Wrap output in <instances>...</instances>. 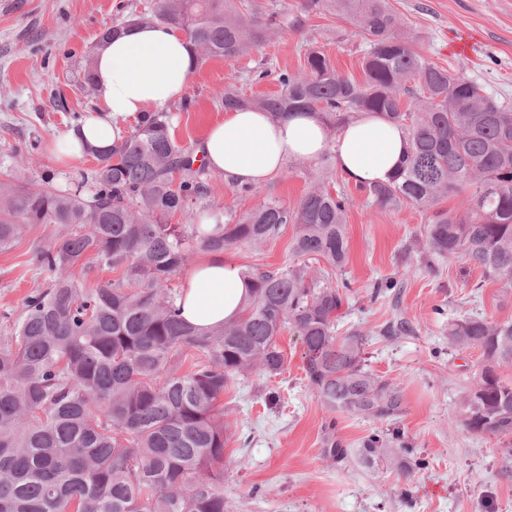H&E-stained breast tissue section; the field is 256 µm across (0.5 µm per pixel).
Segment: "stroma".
<instances>
[{
  "label": "stroma",
  "mask_w": 512,
  "mask_h": 512,
  "mask_svg": "<svg viewBox=\"0 0 512 512\" xmlns=\"http://www.w3.org/2000/svg\"><path fill=\"white\" fill-rule=\"evenodd\" d=\"M147 2L0 0V173L14 171L33 189L49 175L63 188L95 167L90 155L58 164L52 142L95 113V91L85 84L84 70L101 32L138 14ZM392 4L428 59L512 101V0ZM302 15L301 29H282L250 55L231 63L210 59L192 71L184 100L168 108L181 145L198 150L209 127L223 120L215 92L226 80L242 81L249 96L277 93L275 78L249 84L247 71L265 63L277 71L299 70L306 43L323 47L337 70L363 80L365 44L354 28L328 12ZM207 179L208 205L227 214L243 213L267 198L295 205L321 181L348 194L349 258L332 277L338 285L349 282L351 298L339 313L336 333L360 331L366 369L398 383L406 402L404 413L388 421L329 412L305 379L299 337L283 330V372L251 373L224 392V409L236 423L224 447V512H512V477L501 473L496 438L472 435L460 424L459 399L480 353L448 344L451 319L512 320V288L485 279L460 257L424 261V215L409 206L367 202L338 172L331 153L288 159L249 196L236 194L222 176L211 173ZM293 233L288 225L260 249L241 247L224 256L242 267H285L295 260ZM53 238V225L39 224L0 253V316H19L27 294L44 285L48 275L34 254ZM390 280L401 285L400 298L375 294V283ZM400 321L409 323L410 332L389 335L388 327ZM331 423L346 450L333 463L322 457ZM375 434L394 453L368 465L359 450Z\"/></svg>",
  "instance_id": "35a3bbf8"
}]
</instances>
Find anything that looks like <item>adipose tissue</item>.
<instances>
[{"mask_svg":"<svg viewBox=\"0 0 512 512\" xmlns=\"http://www.w3.org/2000/svg\"><path fill=\"white\" fill-rule=\"evenodd\" d=\"M98 113L78 129L59 135L52 154L61 164L87 148H108L123 139V125L181 100L190 77L187 40L162 24L126 27L100 40L94 53ZM408 148L404 131L380 115L364 112L328 138L322 121L307 112L271 117L251 109L228 110L208 131L201 156L208 169L241 185H261L289 158L313 160L331 151L337 170L356 184L385 183ZM249 295L241 268L220 253H204L182 282L177 300L196 331L236 319Z\"/></svg>","mask_w":512,"mask_h":512,"instance_id":"1","label":"adipose tissue"}]
</instances>
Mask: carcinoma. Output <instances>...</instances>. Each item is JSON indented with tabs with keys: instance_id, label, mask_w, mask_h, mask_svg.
Wrapping results in <instances>:
<instances>
[{
	"instance_id": "carcinoma-1",
	"label": "carcinoma",
	"mask_w": 512,
	"mask_h": 512,
	"mask_svg": "<svg viewBox=\"0 0 512 512\" xmlns=\"http://www.w3.org/2000/svg\"><path fill=\"white\" fill-rule=\"evenodd\" d=\"M301 9L330 12L358 30L367 44L364 81L338 72L309 43L303 68L276 73L279 93L248 97L228 81L219 91L224 109L314 112L330 129L361 112L381 114L404 130L409 149L389 182L359 190L381 207L427 214L431 255L461 256L511 287L512 103L430 61L390 0H303ZM155 23L184 34L195 69L211 58L232 63L273 31L301 27L302 17L264 0H158L102 36ZM90 153L96 167L68 190L0 178V253L34 224L58 228L36 250L49 283L27 296L10 334L0 336V512H224V445L234 427L224 390L253 371L283 370L278 336L286 327L301 336L305 378L329 411L377 420L404 413L400 387L365 368L364 336L336 335L348 286L327 272L311 275L306 264L345 266L346 193L317 184L292 207L269 198L208 230L188 208L209 189L169 113L141 118L120 144ZM447 197L461 199V209H435ZM177 212L187 223H166ZM287 224L300 262L249 266L239 317L195 332L168 287L172 277L198 252L258 248ZM90 263L122 274L88 287L74 269ZM448 344L481 356L460 400L461 425L497 437L512 457V377L504 374L512 369V321L456 319ZM392 453L375 436L361 457L372 464ZM344 455L329 433L323 458Z\"/></svg>"
}]
</instances>
